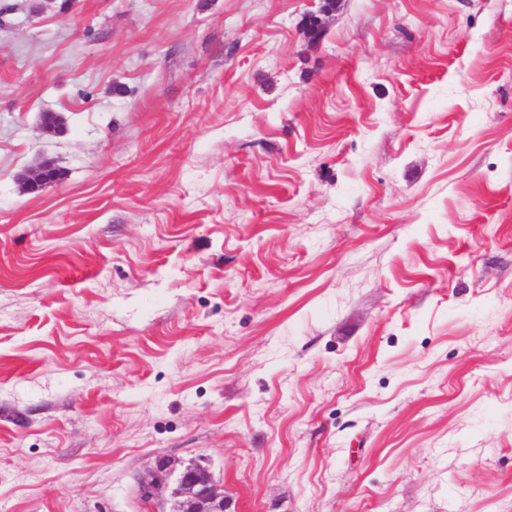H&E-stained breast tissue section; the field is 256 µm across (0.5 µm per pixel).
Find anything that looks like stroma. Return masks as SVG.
<instances>
[{"instance_id": "obj_1", "label": "stroma", "mask_w": 512, "mask_h": 512, "mask_svg": "<svg viewBox=\"0 0 512 512\" xmlns=\"http://www.w3.org/2000/svg\"><path fill=\"white\" fill-rule=\"evenodd\" d=\"M320 5L0 0V512H512V0ZM60 168L51 158H42L36 166L22 178L23 189L26 193L40 195L50 186L51 180ZM173 495L172 512H224V491L201 466L184 469Z\"/></svg>"}]
</instances>
